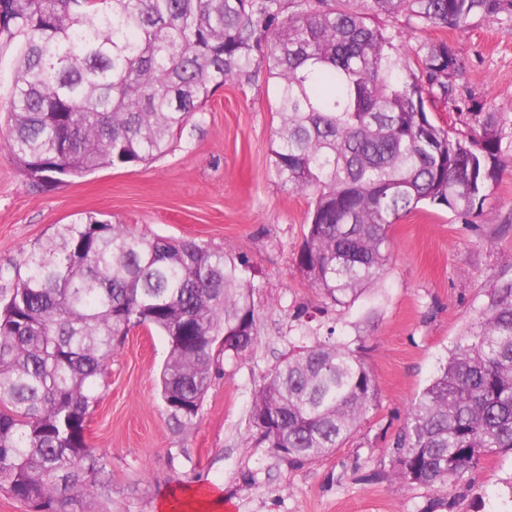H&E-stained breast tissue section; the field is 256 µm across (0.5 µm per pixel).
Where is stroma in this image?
Instances as JSON below:
<instances>
[{
	"instance_id": "obj_1",
	"label": "stroma",
	"mask_w": 512,
	"mask_h": 512,
	"mask_svg": "<svg viewBox=\"0 0 512 512\" xmlns=\"http://www.w3.org/2000/svg\"><path fill=\"white\" fill-rule=\"evenodd\" d=\"M402 33L406 54L447 40L458 72L456 97L438 103L440 124L458 113L512 110V23L475 18L458 30L408 32L404 17H375ZM15 42L0 40V271L56 225L91 214L146 234L191 238L248 261L255 278L257 340L243 360L214 374L195 424L163 411V336L131 329L112 355L85 438L107 460L111 512H163L195 491L209 512H512V461L482 465L454 490L406 486L385 475L388 453L414 400L466 335L496 282L512 278V166L480 211L425 205L390 225L391 258L376 289L349 307L313 288L294 259L310 199L281 186L269 149L278 122L266 80L230 81L187 123L172 151L149 164L106 167L41 191L12 160L8 102ZM335 328L362 337L378 398L359 429L314 463L288 467L248 444L255 389L292 349Z\"/></svg>"
}]
</instances>
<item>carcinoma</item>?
I'll list each match as a JSON object with an SVG mask.
<instances>
[{
	"mask_svg": "<svg viewBox=\"0 0 512 512\" xmlns=\"http://www.w3.org/2000/svg\"><path fill=\"white\" fill-rule=\"evenodd\" d=\"M412 30L475 16L512 21V0H371ZM17 40L8 150L39 187L166 156L190 117L229 81L273 80L279 126L270 168L311 197L295 258L339 306L382 279L390 225L421 204L471 213L512 163V112L436 123L455 95L452 47L420 45L415 66L350 0H0ZM0 288V490L30 512H107V461L85 419L130 329L165 336L160 399L187 427L213 366L256 340L248 267L192 239L139 234L88 215L24 252ZM335 328L283 355L254 391L251 444L290 467L343 447L375 406L363 343ZM512 459V279L497 283L467 335L407 411L389 476L463 482Z\"/></svg>",
	"mask_w": 512,
	"mask_h": 512,
	"instance_id": "1",
	"label": "carcinoma"
}]
</instances>
